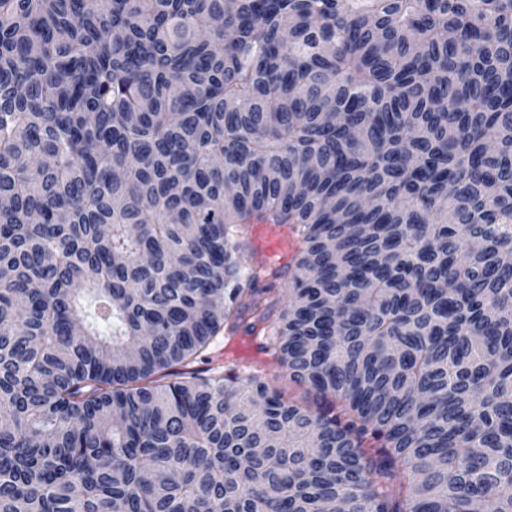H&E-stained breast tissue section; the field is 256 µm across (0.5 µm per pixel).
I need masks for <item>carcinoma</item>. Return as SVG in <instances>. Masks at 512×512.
<instances>
[{
  "label": "carcinoma",
  "instance_id": "obj_1",
  "mask_svg": "<svg viewBox=\"0 0 512 512\" xmlns=\"http://www.w3.org/2000/svg\"><path fill=\"white\" fill-rule=\"evenodd\" d=\"M0 199V512H512V0H0ZM253 245L256 260L268 265H283L295 250L294 239L286 226L260 224L255 227ZM247 323L242 324L239 328L237 336L231 342L229 348H227L232 356H237L242 359L251 358L257 360H263L266 362L268 370L271 373V377L277 376L276 385L279 387L286 398L291 397L296 401H312L313 394L307 393L306 386H297L294 383L289 381L288 375H281L284 373V370L280 367L278 361L274 359L272 356H267L265 354L256 353L255 349L250 346V338L247 334Z\"/></svg>",
  "mask_w": 512,
  "mask_h": 512
}]
</instances>
